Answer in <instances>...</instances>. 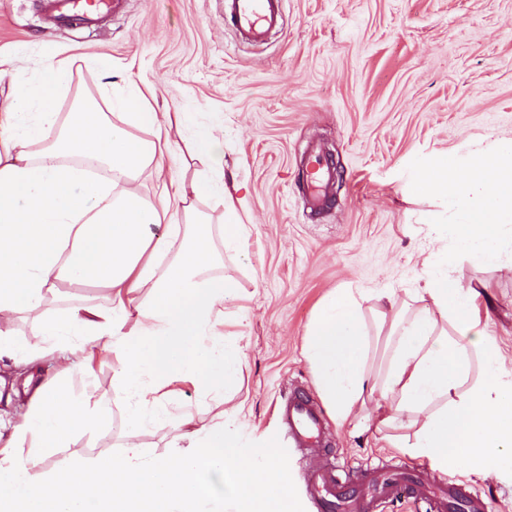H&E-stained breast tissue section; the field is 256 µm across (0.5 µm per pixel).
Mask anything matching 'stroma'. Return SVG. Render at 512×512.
Masks as SVG:
<instances>
[{"instance_id":"stroma-1","label":"stroma","mask_w":512,"mask_h":512,"mask_svg":"<svg viewBox=\"0 0 512 512\" xmlns=\"http://www.w3.org/2000/svg\"><path fill=\"white\" fill-rule=\"evenodd\" d=\"M283 28L266 43L239 42L224 24V0H123L96 28L55 30L46 0H0V52L22 51L27 75L45 61L69 66L59 109L79 94L98 95L92 59L130 66L132 82L153 83L171 117L189 113L176 179L202 165L191 157L199 128L224 145V180L247 200L249 233L225 252L216 274L233 280L237 298L224 304L218 330L243 347L242 369L223 396L180 388L179 402L198 417L221 399L243 404L252 437L278 431V404L291 390L316 393L303 355L308 326L337 288L367 292L421 286L429 227L422 215L444 207L413 191L433 157H461L488 137L512 140V0H284ZM333 155L341 179L337 200L310 210L302 168L310 145ZM448 266L477 286L475 315L512 367V271L449 254ZM110 307L101 288H64L46 303L42 321L22 320L14 334L37 349L43 320L63 318L77 302ZM121 362L97 358L73 389L92 384L109 403L104 426L65 449L92 459L119 453L127 432ZM298 512H317L304 470L331 462L356 469L390 468L413 455L327 418L314 448L283 445ZM512 512V473L483 476L457 470Z\"/></svg>"}]
</instances>
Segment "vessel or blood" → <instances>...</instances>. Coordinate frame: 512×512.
<instances>
[{
    "instance_id": "1",
    "label": "vessel or blood",
    "mask_w": 512,
    "mask_h": 512,
    "mask_svg": "<svg viewBox=\"0 0 512 512\" xmlns=\"http://www.w3.org/2000/svg\"><path fill=\"white\" fill-rule=\"evenodd\" d=\"M283 0H224V19L235 33L253 44L265 43L283 25ZM53 23L66 27L80 21L95 25L96 10H83L77 0H48ZM280 416L295 447L315 443L323 432L324 415L307 390L292 392ZM428 468L414 465L387 470L369 465L352 473L337 474L334 466L310 469L307 492L321 512H376L386 501L413 504L415 512H491V501L452 478L427 480Z\"/></svg>"
}]
</instances>
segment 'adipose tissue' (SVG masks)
<instances>
[{
    "label": "adipose tissue",
    "instance_id": "obj_1",
    "mask_svg": "<svg viewBox=\"0 0 512 512\" xmlns=\"http://www.w3.org/2000/svg\"><path fill=\"white\" fill-rule=\"evenodd\" d=\"M67 72L51 62L27 77L19 53L0 54V80L13 87L0 113V361L21 369L30 394L0 431V512H296L273 435L244 447L240 407L201 421L177 402L183 383L222 393L244 360L241 347L215 329L235 287L212 269L221 250L240 247L248 227L226 201L224 237L216 239L193 205L224 177L218 139L205 130L193 144L207 175L147 200L140 179L162 174L181 128L152 104L156 89L147 81L103 105L61 114ZM414 189L460 219L437 230L423 288L404 300L376 293L391 310L379 365L370 362L372 338L352 288L323 299L305 355L338 424L379 433L402 425L413 434L397 448L433 468L497 474L512 469V369L477 328V291L449 273L445 258L453 251L501 264L512 231V141L465 159L442 156ZM173 204L182 223L159 231ZM62 279L109 290L112 306L72 307L66 319L44 322L47 347L29 349L13 326L40 318ZM100 350L122 361L129 426L122 450L83 462L64 457L46 473L47 454L102 422V402L68 382ZM44 360L58 368L50 384L38 378ZM175 426L170 453L149 455L141 434ZM22 444L27 452H19Z\"/></svg>",
    "mask_w": 512,
    "mask_h": 512
}]
</instances>
